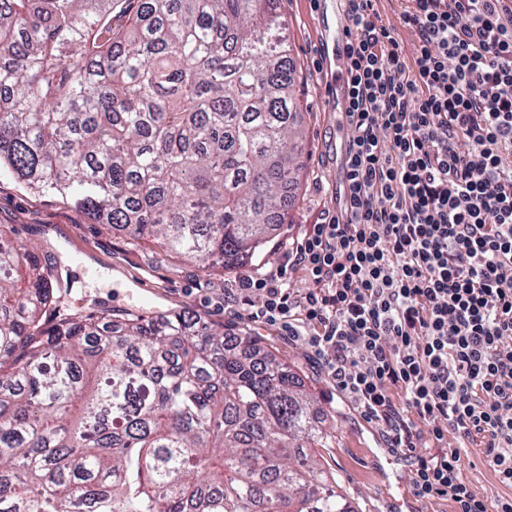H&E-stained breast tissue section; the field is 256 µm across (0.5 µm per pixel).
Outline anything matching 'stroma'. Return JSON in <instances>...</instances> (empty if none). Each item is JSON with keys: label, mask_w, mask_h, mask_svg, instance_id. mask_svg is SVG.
Listing matches in <instances>:
<instances>
[{"label": "stroma", "mask_w": 512, "mask_h": 512, "mask_svg": "<svg viewBox=\"0 0 512 512\" xmlns=\"http://www.w3.org/2000/svg\"><path fill=\"white\" fill-rule=\"evenodd\" d=\"M283 31L301 81L303 180L289 205L286 222L249 271L266 269L306 225L336 208L339 176L336 150L342 130L328 108L330 85L324 75L325 30L318 0H279ZM0 224L10 225L16 242L56 254L73 291L74 305L98 302L113 314L127 310L151 317L188 310L212 323L263 337L314 392L325 421L324 445L316 449L320 467L331 472L358 512H452L443 500L422 502L412 492L404 458L389 454L373 424L330 382L301 342L278 328L237 317V304L224 297L235 287L240 267H202L165 256L154 245L130 244L82 216L72 199L36 192L0 176Z\"/></svg>", "instance_id": "1"}]
</instances>
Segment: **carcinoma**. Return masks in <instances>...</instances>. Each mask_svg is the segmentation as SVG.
Masks as SVG:
<instances>
[{
    "label": "carcinoma",
    "mask_w": 512,
    "mask_h": 512,
    "mask_svg": "<svg viewBox=\"0 0 512 512\" xmlns=\"http://www.w3.org/2000/svg\"><path fill=\"white\" fill-rule=\"evenodd\" d=\"M278 0H0V175L201 265H243L302 178ZM0 228V512H355L314 395L193 313L75 307Z\"/></svg>",
    "instance_id": "1"
}]
</instances>
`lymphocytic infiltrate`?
I'll return each instance as SVG.
<instances>
[{
    "instance_id": "lymphocytic-infiltrate-1",
    "label": "lymphocytic infiltrate",
    "mask_w": 512,
    "mask_h": 512,
    "mask_svg": "<svg viewBox=\"0 0 512 512\" xmlns=\"http://www.w3.org/2000/svg\"><path fill=\"white\" fill-rule=\"evenodd\" d=\"M374 2L345 0L339 208L233 297L305 341L411 459L415 497L512 512L462 473L480 446L512 489V0H406L410 54Z\"/></svg>"
}]
</instances>
